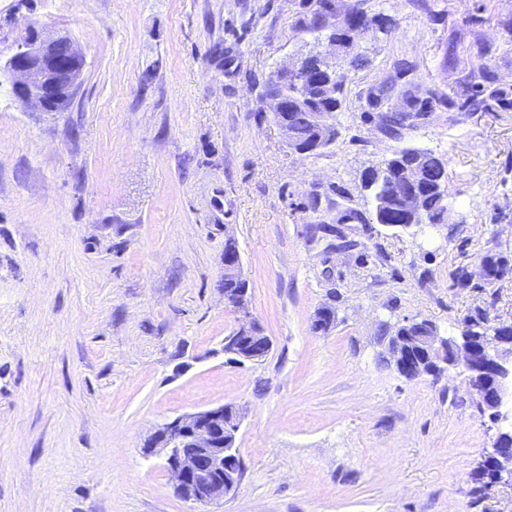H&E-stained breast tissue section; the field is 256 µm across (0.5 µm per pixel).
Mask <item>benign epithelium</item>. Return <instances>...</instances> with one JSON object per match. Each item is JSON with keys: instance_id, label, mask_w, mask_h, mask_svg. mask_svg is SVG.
Masks as SVG:
<instances>
[{"instance_id": "benign-epithelium-1", "label": "benign epithelium", "mask_w": 512, "mask_h": 512, "mask_svg": "<svg viewBox=\"0 0 512 512\" xmlns=\"http://www.w3.org/2000/svg\"><path fill=\"white\" fill-rule=\"evenodd\" d=\"M314 53L317 60L302 57L273 73L279 84L293 86L292 96L274 95L266 99L267 108L274 112L277 124L288 138L291 149L300 155L311 152L296 137L289 124L288 107L312 99L317 81L336 80L343 75L336 60L345 56L344 47L333 40H322ZM4 66L15 75L12 94L50 112L71 98L82 75L85 58L71 37L66 34L46 36L31 27L25 39L5 61ZM402 216L415 223L423 220L421 197L416 191H400L396 196ZM512 271V261L502 257L493 267L485 258L468 272L485 280H501ZM225 302L245 317L235 335L224 340L226 352L239 361L256 360L255 349L269 353L272 342L260 326L248 320L247 291L224 297ZM399 372L408 379L424 374H439L447 368L461 369L468 385L491 411L494 425L508 418L504 408L512 403V323L498 324L481 336L466 333L448 339L437 329L421 337L413 345L398 349ZM242 418L230 404L184 414L160 424L151 438L155 445L146 454L161 452L166 468L174 482L175 492L185 501L207 507L233 495L242 479L236 437ZM504 432L497 431L491 452L487 456L492 471V483L512 485V448L501 446Z\"/></svg>"}]
</instances>
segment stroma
I'll use <instances>...</instances> for the list:
<instances>
[{"label":"stroma","instance_id":"obj_1","mask_svg":"<svg viewBox=\"0 0 512 512\" xmlns=\"http://www.w3.org/2000/svg\"><path fill=\"white\" fill-rule=\"evenodd\" d=\"M364 7L391 28L345 75L335 143L303 156L261 93L312 47L316 0H0L1 59L31 26L85 57L58 112L0 69V512H197L142 444L220 404L243 413V476L219 512H512L504 484L473 501L495 430L464 375L406 379L380 341L422 319L455 337L480 309L512 323V277L450 279L512 259V112L439 105L396 141L360 108L397 58L448 92L480 44L512 87V0ZM402 145L447 159L444 223L373 219L364 176ZM336 222L350 248L309 233ZM230 238L272 341L259 362L224 352Z\"/></svg>","mask_w":512,"mask_h":512}]
</instances>
